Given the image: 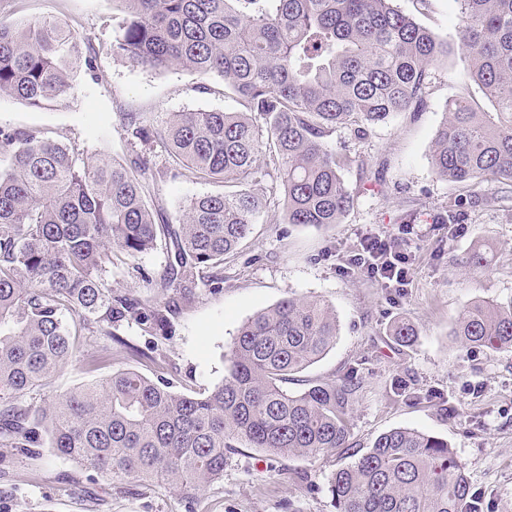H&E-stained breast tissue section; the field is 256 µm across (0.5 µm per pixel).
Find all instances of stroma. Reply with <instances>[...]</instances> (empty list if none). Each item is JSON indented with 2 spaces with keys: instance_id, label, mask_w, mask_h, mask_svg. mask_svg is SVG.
<instances>
[{
  "instance_id": "1",
  "label": "stroma",
  "mask_w": 512,
  "mask_h": 512,
  "mask_svg": "<svg viewBox=\"0 0 512 512\" xmlns=\"http://www.w3.org/2000/svg\"><path fill=\"white\" fill-rule=\"evenodd\" d=\"M396 5L455 42L458 0ZM39 16L58 17L80 36L83 61L61 101L37 108L0 97V128L37 130L87 157L127 163L150 156V203L172 223L191 199L223 192V184L173 175L161 144L122 130L126 112L143 113L155 126L170 112L240 111L221 77L204 80L182 68L158 73L113 56L124 18L118 0H0L2 20ZM455 99L491 109L457 51L432 67L420 111L398 113L362 134L341 126L328 138L329 149L351 159L343 177L354 204L341 223L285 224L270 211L225 259L222 287L195 288L193 298L169 314L165 331L133 324L112 338L81 336L77 360L34 392V404L127 368L163 379L178 393L207 392L223 381L247 319L290 295L321 300L335 311L339 334L301 377L312 385L353 380L351 446L367 450L378 435L403 427L443 438L466 470L478 512H512V349L466 350L450 334L474 301L512 304V183H455L435 173L430 145ZM453 205L456 223L465 227L456 236L444 223ZM369 230L410 254L408 285L388 288L344 271ZM475 249L485 262L472 271L463 262ZM170 257L162 240L135 260L115 262L113 287L160 298L146 280L159 276ZM400 319L416 328L407 346L390 334ZM350 462L345 455L277 458L241 447L227 452L223 478L189 505L177 488L131 478L103 488L79 464L41 447L0 461V512H336L329 477Z\"/></svg>"
}]
</instances>
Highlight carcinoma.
Instances as JSON below:
<instances>
[{
  "label": "carcinoma",
  "instance_id": "carcinoma-1",
  "mask_svg": "<svg viewBox=\"0 0 512 512\" xmlns=\"http://www.w3.org/2000/svg\"><path fill=\"white\" fill-rule=\"evenodd\" d=\"M121 2L115 55L155 72L219 76L243 108L173 112L154 130L143 113L125 112L123 131L163 142L185 174L228 190L193 199L176 227L158 224L149 157L84 160L48 137L0 128V448L29 453L46 442L104 480H151L188 496L224 476V451L238 444L275 457L339 452L354 461L329 480L336 512H463L469 482L446 440L395 428L361 453L349 443L350 383L285 387L336 341V314L318 301L288 296L248 319L224 382L207 393L178 394L123 369L34 411L17 404L77 357L84 331L163 329L200 273L224 281V257L269 208L286 224L341 223L353 203L341 174L351 159L327 139L341 124L369 127L422 107L430 68L448 55V41L394 0ZM457 2V47L493 111L448 104L432 165L452 182L512 181V0ZM77 53V36L52 16L0 21V97L33 107L61 99ZM161 234L174 254L148 287L167 292L162 307L108 279L114 259L138 257ZM451 335L464 348L512 349V305L475 301ZM392 336L408 344L415 330L398 321Z\"/></svg>",
  "mask_w": 512,
  "mask_h": 512
}]
</instances>
